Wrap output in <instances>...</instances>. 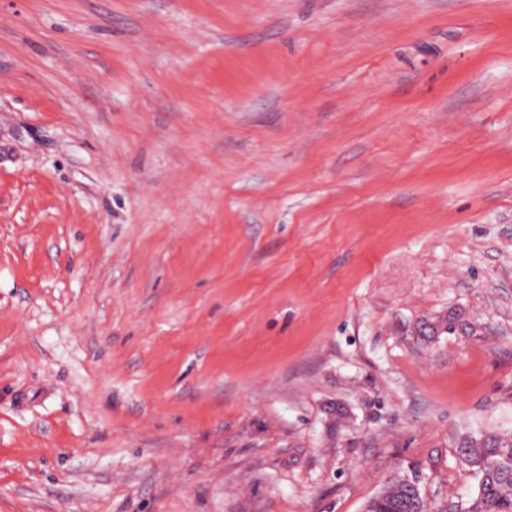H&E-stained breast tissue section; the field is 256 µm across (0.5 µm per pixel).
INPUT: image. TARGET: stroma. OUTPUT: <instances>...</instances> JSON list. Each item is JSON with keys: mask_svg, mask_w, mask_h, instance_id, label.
I'll list each match as a JSON object with an SVG mask.
<instances>
[{"mask_svg": "<svg viewBox=\"0 0 512 512\" xmlns=\"http://www.w3.org/2000/svg\"><path fill=\"white\" fill-rule=\"evenodd\" d=\"M485 429L512 0H0V512L463 502ZM389 491L372 498L366 505L369 512H448V507L436 508L424 500L419 485L413 479L392 482Z\"/></svg>", "mask_w": 512, "mask_h": 512, "instance_id": "obj_1", "label": "stroma"}]
</instances>
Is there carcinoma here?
Listing matches in <instances>:
<instances>
[{
	"label": "carcinoma",
	"instance_id": "obj_1",
	"mask_svg": "<svg viewBox=\"0 0 512 512\" xmlns=\"http://www.w3.org/2000/svg\"><path fill=\"white\" fill-rule=\"evenodd\" d=\"M443 333L468 334V324L461 313L448 312L437 323ZM463 463L479 477L476 492L457 512H512V434L480 432L466 438L458 449ZM369 512H433L420 487L405 479L389 487V491L372 498Z\"/></svg>",
	"mask_w": 512,
	"mask_h": 512
}]
</instances>
